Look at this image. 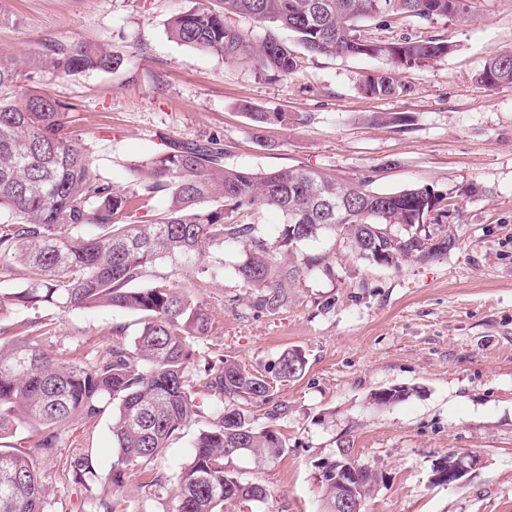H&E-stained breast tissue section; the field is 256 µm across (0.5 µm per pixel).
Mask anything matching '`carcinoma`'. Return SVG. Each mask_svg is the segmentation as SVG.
I'll list each match as a JSON object with an SVG mask.
<instances>
[{
    "label": "carcinoma",
    "instance_id": "1",
    "mask_svg": "<svg viewBox=\"0 0 512 512\" xmlns=\"http://www.w3.org/2000/svg\"><path fill=\"white\" fill-rule=\"evenodd\" d=\"M470 0H219L171 18L169 37L222 58L248 60L260 74L290 77L302 67L275 34L286 30L309 53L381 59L389 70L366 78L360 90L388 97L400 89L392 71L422 66L453 49L445 38H372L363 19L394 18L464 22ZM248 16L269 28L260 41L234 25ZM121 58L104 44L48 43L20 71L0 56V209L16 218L0 224V260L28 270L25 287L0 292V316L48 306L60 313L110 307L139 315L134 349L114 346L86 365L56 359L43 334L0 342V437L26 425L38 427L28 446L0 445V512H44L47 489L38 458L59 445V426L112 413L117 448L112 470L97 473L83 449L64 463L73 479L101 483L97 512H129L121 488L132 477L158 494L159 457L196 415L189 368L196 342L207 336L206 307L179 288L143 284L160 263L206 273L208 258L224 244L242 247L236 275L257 291L256 306L276 310L285 284L312 273L325 256L303 252L320 237L346 242L359 259L387 267L431 262L453 249L443 225L424 223L448 195L425 186L393 193L370 192L314 168L254 171L224 165V147L176 142L161 135L164 149L132 168L134 187L121 188L94 173V151L71 131L76 105L28 88L35 76L59 78L116 69ZM487 87L512 83V49L490 58L479 74ZM165 208L143 219L139 211L158 194ZM282 215L278 234L244 219L254 210ZM298 351L284 353L275 376L254 373L234 360L205 369L210 424L192 443L181 469L174 512H224L225 502L261 503L266 490L241 481L230 469L238 456L258 465L279 458L286 440L273 428H257L249 407L268 403L277 384L301 376ZM406 388L377 392L378 405L397 402Z\"/></svg>",
    "mask_w": 512,
    "mask_h": 512
}]
</instances>
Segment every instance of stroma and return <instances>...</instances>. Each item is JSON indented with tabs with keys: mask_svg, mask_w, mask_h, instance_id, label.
<instances>
[{
	"mask_svg": "<svg viewBox=\"0 0 512 512\" xmlns=\"http://www.w3.org/2000/svg\"><path fill=\"white\" fill-rule=\"evenodd\" d=\"M214 0H0V55L25 66L43 43H108L120 55L114 71L68 78L43 75L35 90L75 101L72 128L95 152L96 172L114 185L133 184L132 168L176 140L218 138L224 163L255 171L313 167L367 190L428 186L449 194L440 224L454 249L428 263L397 268L368 263L344 244L322 237L306 244L326 267L290 286L279 309H260L235 274L244 255L234 244L196 274L166 265L169 284L203 303L211 331L194 365L225 357L267 372L283 352L306 360L303 375L279 384L271 403L252 408L256 427L286 439L280 459L255 468L244 457L238 477L266 488L253 512H318L324 465L349 444L356 462L376 479L362 512H512V84L484 86L478 74L512 47V0H474L467 23L369 19L368 35L390 40L408 33L454 42L448 56L399 72L402 88L371 97L359 85L385 69L364 56L308 54L288 79L259 75L175 41L170 18ZM279 112L288 122L257 128L249 111ZM50 322L44 343L64 361L85 365L132 334L121 309H25L0 319L15 339ZM415 387L387 406L372 393ZM181 440L158 460L165 486L147 498L138 479L123 494L131 512H170L191 442L210 420L211 402ZM110 416L62 426L54 455L39 472L50 489L45 512H90L101 488L74 483L66 458L88 448L99 473L116 459ZM481 459L463 483L435 482L448 453Z\"/></svg>",
	"mask_w": 512,
	"mask_h": 512,
	"instance_id": "35a3bbf8",
	"label": "stroma"
}]
</instances>
